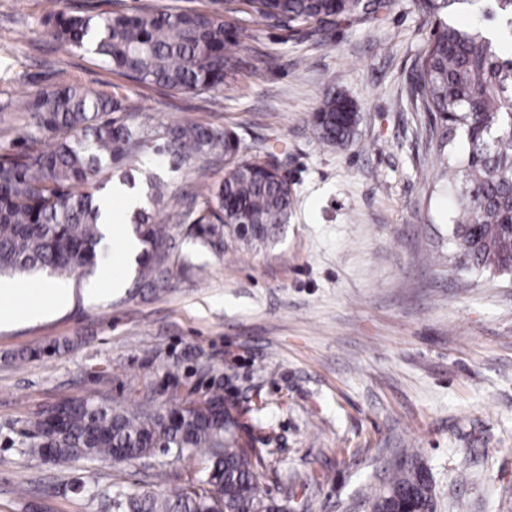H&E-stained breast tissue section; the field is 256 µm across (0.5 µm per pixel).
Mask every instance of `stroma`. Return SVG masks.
I'll return each mask as SVG.
<instances>
[{
    "label": "stroma",
    "instance_id": "1",
    "mask_svg": "<svg viewBox=\"0 0 512 512\" xmlns=\"http://www.w3.org/2000/svg\"><path fill=\"white\" fill-rule=\"evenodd\" d=\"M146 5L210 11L214 0H0V107L62 83L128 97L145 125L174 121L233 131L247 156L276 164L294 211L272 245L228 236L202 245L191 215L220 184L222 158L148 156L167 187L162 213L177 255L167 289L125 288L120 242L93 280H61L71 299L38 319L0 323V512H102L120 490L167 494L203 463L193 451L130 465L54 464L24 454L32 413L63 397L156 409L221 387L245 413L242 441L269 450L262 488L305 512H370L406 449L431 474L435 512H512V279L453 271L437 191L433 121L410 95L414 66L438 23L418 0H390L377 19L324 35L261 24L247 0L233 16L247 36L223 95L144 85L87 52L62 54L41 19L65 9ZM272 58L265 66L264 58ZM359 114L346 146L319 143L308 119L327 89ZM26 361H19V354ZM163 478H156V471ZM86 479L73 491L75 479Z\"/></svg>",
    "mask_w": 512,
    "mask_h": 512
}]
</instances>
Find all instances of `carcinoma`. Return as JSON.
I'll return each instance as SVG.
<instances>
[{
  "instance_id": "carcinoma-1",
  "label": "carcinoma",
  "mask_w": 512,
  "mask_h": 512,
  "mask_svg": "<svg viewBox=\"0 0 512 512\" xmlns=\"http://www.w3.org/2000/svg\"><path fill=\"white\" fill-rule=\"evenodd\" d=\"M438 16L464 9L469 27L442 24L417 63L411 91L434 115V134L448 192L458 198L449 241L460 273L512 276V0H423ZM224 10L74 15L63 9L43 20L62 52L91 45L110 70L136 82L171 90L224 91L245 35ZM262 23L290 30L314 24L327 33L341 18H376L387 0H251ZM11 112H27L28 146L0 151V275L94 274L110 247L103 233L109 197L98 195L126 178L147 154L178 159L224 154L229 166L218 189L203 199L193 223L203 243L224 229L249 245L275 240L290 219L293 196L285 182L256 159L239 158L240 141L222 129L172 122L153 130L136 118L126 97L95 94L78 84L57 86L32 99H15ZM123 112L125 116L114 117ZM356 120L345 98L325 93L312 114L314 135L344 145ZM130 231L143 245L136 259L138 287L162 288L172 275L175 243L153 210L134 212ZM204 406L176 403L161 412L142 406H102L91 397L69 398L26 421L25 451L68 461L81 457L130 463L158 452L192 448L204 456L192 488L167 497L119 491L107 497L112 512H284L262 490L265 457L245 448L240 416L216 387ZM425 467L401 466L371 502V512H434Z\"/></svg>"
}]
</instances>
